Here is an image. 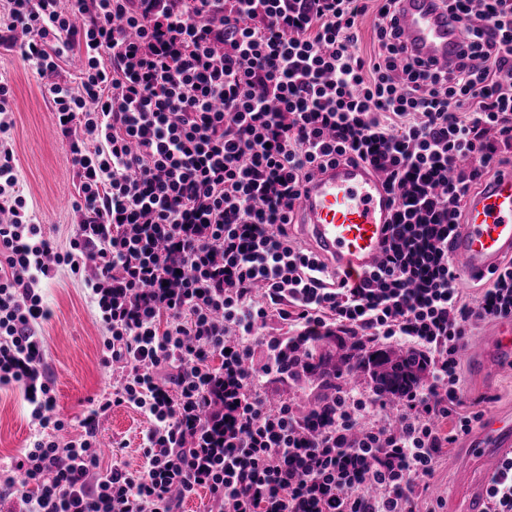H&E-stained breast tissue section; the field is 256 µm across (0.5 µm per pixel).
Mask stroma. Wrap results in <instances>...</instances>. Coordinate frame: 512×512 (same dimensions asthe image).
Wrapping results in <instances>:
<instances>
[{"label":"stroma","instance_id":"1","mask_svg":"<svg viewBox=\"0 0 512 512\" xmlns=\"http://www.w3.org/2000/svg\"><path fill=\"white\" fill-rule=\"evenodd\" d=\"M0 77L13 92L14 127L11 131L17 159L18 184L29 201L36 222L58 246H66L77 216L78 180L67 140L53 119V103L45 79L33 63L24 61L19 48L0 45ZM44 298L51 310L42 332L46 339L49 369L55 381L56 412L71 421L68 436L81 432L79 421L92 398L110 391L112 374L101 364L103 330L87 291L68 273L45 284ZM488 323L475 331L473 345L461 359V380L473 410L512 413V366L495 367L478 343L494 332ZM147 417L132 408H113L101 424L103 441L123 444L120 457L103 453L102 467L120 460L137 469L144 463L143 435ZM27 404L20 389H0V462H9L33 441ZM468 439H459L446 453L434 488L421 499V512H462L459 484L465 473L488 475L493 459L470 457Z\"/></svg>","mask_w":512,"mask_h":512}]
</instances>
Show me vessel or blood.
<instances>
[{
    "mask_svg": "<svg viewBox=\"0 0 512 512\" xmlns=\"http://www.w3.org/2000/svg\"><path fill=\"white\" fill-rule=\"evenodd\" d=\"M398 9L401 40L410 54L447 66L456 60L464 22L443 0H399ZM393 213L394 197L372 169L340 161L305 183L299 224L330 267L354 281L377 265ZM451 247L468 279L488 278L503 257H512V170L468 198ZM491 344L503 363L512 364V323L502 324ZM474 448L480 457H512V415L492 412L483 417Z\"/></svg>",
    "mask_w": 512,
    "mask_h": 512,
    "instance_id": "b4317fda",
    "label": "vessel or blood"
}]
</instances>
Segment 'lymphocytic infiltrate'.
Listing matches in <instances>:
<instances>
[{"instance_id":"lymphocytic-infiltrate-1","label":"lymphocytic infiltrate","mask_w":512,"mask_h":512,"mask_svg":"<svg viewBox=\"0 0 512 512\" xmlns=\"http://www.w3.org/2000/svg\"><path fill=\"white\" fill-rule=\"evenodd\" d=\"M369 0H9L0 45L50 78L80 220L66 250L18 188L0 79V387L36 438L0 465L7 512H420L448 445L483 414L460 361L477 328L512 322V261L475 298L450 240L466 197L512 166V0H447L465 21L452 67L408 55L395 0L356 49ZM80 50L79 84L63 74ZM395 198L379 266L340 279L292 232L301 188L338 160ZM80 279L112 390L59 444L44 282ZM287 330L266 334L268 319ZM418 353L425 378L389 400L340 384L321 426L265 384L304 387L321 342ZM144 413L143 467H100L112 408ZM374 3L369 4V10L360 21L357 49L361 54H369L374 48V29L376 24V10Z\"/></svg>"}]
</instances>
